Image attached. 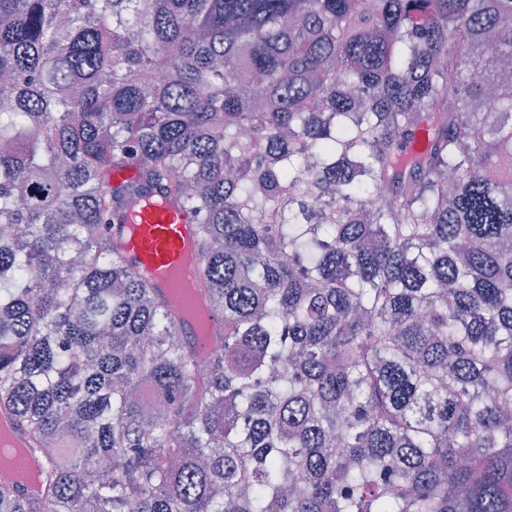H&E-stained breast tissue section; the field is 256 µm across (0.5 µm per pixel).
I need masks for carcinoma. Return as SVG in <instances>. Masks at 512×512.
Masks as SVG:
<instances>
[{"label":"carcinoma","mask_w":512,"mask_h":512,"mask_svg":"<svg viewBox=\"0 0 512 512\" xmlns=\"http://www.w3.org/2000/svg\"><path fill=\"white\" fill-rule=\"evenodd\" d=\"M511 72L512 0H0V512H512ZM130 224L118 237L122 249L138 263L155 292L174 300L175 289L189 279L193 289L190 302L203 309L205 298L195 289L197 267L186 261L197 253V224L190 214L177 204H145L133 211ZM178 305L184 311V314H185L184 321L180 315V317H181V324H180L181 334L183 336H187L190 338L195 352L200 353V354H207L210 352L209 353V355H210L214 350H216L222 346V340L217 337L218 329L221 326V322L213 313H211V316L206 314L207 321H206L205 336H207V339L204 344H201L198 341V339L196 337L197 335L195 333V330H194L191 322L188 319L186 308L183 305H180V304H178ZM193 341L195 342L196 346ZM0 462L3 465H10L17 470L27 473L33 472L35 466L23 456V454L11 445H6L1 439L0 442Z\"/></svg>","instance_id":"carcinoma-1"}]
</instances>
